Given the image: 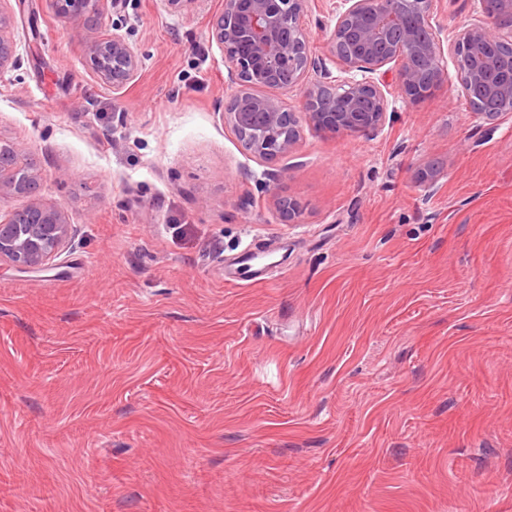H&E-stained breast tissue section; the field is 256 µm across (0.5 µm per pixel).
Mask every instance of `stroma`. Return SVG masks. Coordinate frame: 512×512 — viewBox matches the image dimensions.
<instances>
[{
    "label": "stroma",
    "mask_w": 512,
    "mask_h": 512,
    "mask_svg": "<svg viewBox=\"0 0 512 512\" xmlns=\"http://www.w3.org/2000/svg\"><path fill=\"white\" fill-rule=\"evenodd\" d=\"M0 5V141L42 173L0 221L71 226L50 269L0 265V512H512V113L451 61L377 131L267 161L222 117L224 0H106L96 36L140 59L120 88L80 19ZM246 248L265 279L225 284ZM89 39V58L94 72L105 83L119 87L131 81L138 72L136 52L120 37L111 39L94 36L86 30Z\"/></svg>",
    "instance_id": "stroma-1"
}]
</instances>
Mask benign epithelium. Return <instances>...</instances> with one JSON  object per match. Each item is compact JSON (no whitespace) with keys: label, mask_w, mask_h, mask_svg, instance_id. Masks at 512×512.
Instances as JSON below:
<instances>
[{"label":"benign epithelium","mask_w":512,"mask_h":512,"mask_svg":"<svg viewBox=\"0 0 512 512\" xmlns=\"http://www.w3.org/2000/svg\"><path fill=\"white\" fill-rule=\"evenodd\" d=\"M103 0H51L68 17L99 12ZM439 0H340L329 31L331 58L347 77L331 83L326 64L310 53L304 19L313 0H224L211 28V41L224 53L235 90L224 104V122L245 151L266 160L292 152L303 124L332 134H367L383 125L388 87L417 100L448 80L445 54L462 75V94L492 98L512 112V73L497 77V50L512 44V0H484L479 18L452 35L432 23ZM10 17L0 9V70L15 47L3 35ZM94 72L123 86L138 72L136 52L120 37L85 31ZM302 90V109L286 107L262 89ZM42 174L29 153L0 145V197L34 194ZM70 224L60 207L39 201L0 221V263L29 272L45 269L68 242Z\"/></svg>","instance_id":"1"}]
</instances>
